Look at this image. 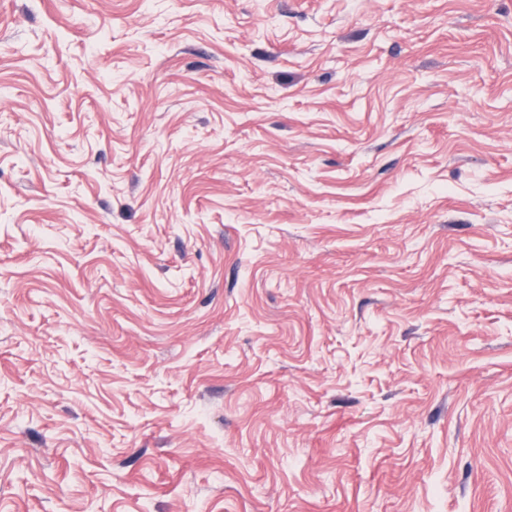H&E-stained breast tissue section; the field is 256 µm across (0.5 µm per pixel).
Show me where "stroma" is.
<instances>
[{
	"label": "stroma",
	"instance_id": "1",
	"mask_svg": "<svg viewBox=\"0 0 512 512\" xmlns=\"http://www.w3.org/2000/svg\"><path fill=\"white\" fill-rule=\"evenodd\" d=\"M0 512H512V0H0Z\"/></svg>",
	"mask_w": 512,
	"mask_h": 512
}]
</instances>
